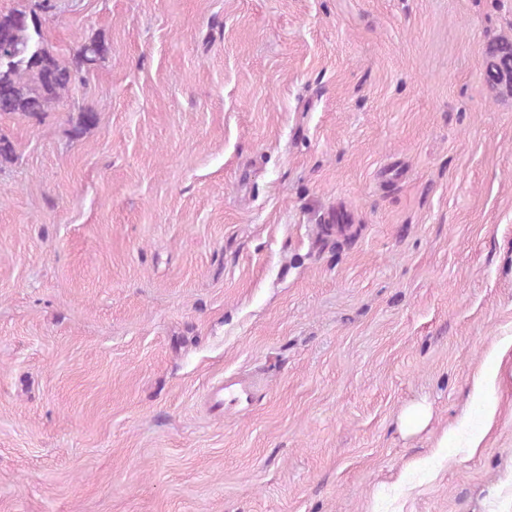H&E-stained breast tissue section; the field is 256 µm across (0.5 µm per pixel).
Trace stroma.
Here are the masks:
<instances>
[{
  "label": "stroma",
  "mask_w": 512,
  "mask_h": 512,
  "mask_svg": "<svg viewBox=\"0 0 512 512\" xmlns=\"http://www.w3.org/2000/svg\"><path fill=\"white\" fill-rule=\"evenodd\" d=\"M43 31L111 53L0 114V512H512V351L464 448L512 336V0H55ZM222 379L248 411L207 412ZM486 81L492 86L512 84V40L501 39L488 51ZM500 363L501 360L493 370L486 368L478 369L473 377V397L487 402L486 416L488 421H491L495 413V409L492 404V395L494 392L496 379L499 375Z\"/></svg>",
  "instance_id": "obj_1"
}]
</instances>
